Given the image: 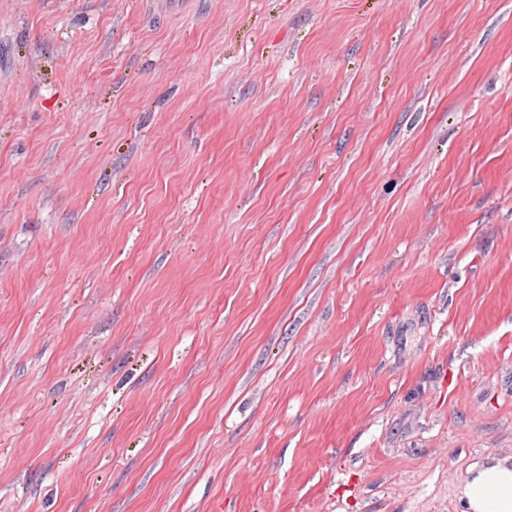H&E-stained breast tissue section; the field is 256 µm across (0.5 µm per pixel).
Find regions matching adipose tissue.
<instances>
[{
  "label": "adipose tissue",
  "mask_w": 512,
  "mask_h": 512,
  "mask_svg": "<svg viewBox=\"0 0 512 512\" xmlns=\"http://www.w3.org/2000/svg\"><path fill=\"white\" fill-rule=\"evenodd\" d=\"M462 497L465 512H512V465L497 462L473 469Z\"/></svg>",
  "instance_id": "ef3b65f1"
}]
</instances>
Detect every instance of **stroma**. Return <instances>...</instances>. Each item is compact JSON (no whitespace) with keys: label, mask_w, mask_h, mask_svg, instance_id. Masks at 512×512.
Wrapping results in <instances>:
<instances>
[{"label":"stroma","mask_w":512,"mask_h":512,"mask_svg":"<svg viewBox=\"0 0 512 512\" xmlns=\"http://www.w3.org/2000/svg\"><path fill=\"white\" fill-rule=\"evenodd\" d=\"M512 464V0H0V512H463Z\"/></svg>","instance_id":"obj_1"}]
</instances>
